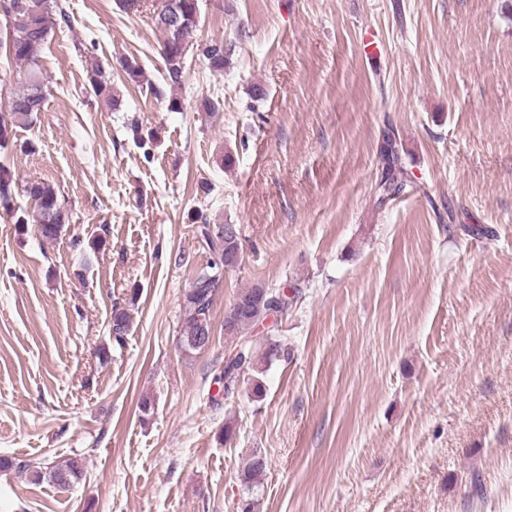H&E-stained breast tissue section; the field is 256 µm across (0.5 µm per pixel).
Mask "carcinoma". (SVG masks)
<instances>
[{
    "mask_svg": "<svg viewBox=\"0 0 512 512\" xmlns=\"http://www.w3.org/2000/svg\"><path fill=\"white\" fill-rule=\"evenodd\" d=\"M42 7L35 13L23 15L16 21L13 31L12 50L4 54L6 61L16 66L19 90L7 96L4 107L10 109L11 127L0 126V148L8 146L13 131L18 127H29L42 111L45 103L43 84L40 80V53L47 41L51 29L57 20L68 22V16L59 5H51L49 0H40ZM179 14L175 22L158 19L164 28L166 38L163 42L161 56L166 70V79L173 85H181L184 76L185 59L183 55L188 47L187 38L198 24L199 0H170ZM234 47L220 42L204 47L203 56L215 71H223L233 55ZM88 84L93 95L100 101L114 104L111 88L101 79L99 72L94 70L88 77ZM402 144L395 131L385 135L381 150V179L377 182L378 196L385 199L394 197L411 186V178L402 161ZM16 190V183L4 173L0 174V206L10 209ZM21 192L34 201L33 211H23L16 218L19 230L28 225L35 226L39 237L48 243L58 240L65 224L69 221L68 213L62 207L58 190L49 181H33L21 186ZM201 224L196 226V238L200 247L210 255V261L236 266L241 261V241L235 236L224 235V225L212 224L207 218L200 217ZM208 268H203L191 282L185 293L183 302V321L181 325V345L185 353L199 351L190 342L205 333L212 326L211 308L214 300L213 291L207 278ZM264 286L255 284L243 288L236 300L246 306L243 313L231 309L224 313V327L228 328V339L242 347L239 359H228L214 370L213 381L222 386L224 395H229V387L240 380L245 371H258L257 349L265 345L268 354L276 356L280 353L281 344L274 340L273 330L266 331V336L254 340L249 333L264 323L269 315L270 306L261 299ZM137 292H132L125 306L112 309V325L110 335L117 345H122L133 324V314ZM267 470V461L258 459L254 454L249 457L241 471L242 480L247 489L261 485ZM13 471L27 474L35 482L46 480L62 491L84 475L82 458L71 457L51 466H40L34 461L0 457V472Z\"/></svg>",
    "mask_w": 512,
    "mask_h": 512,
    "instance_id": "cac0c4a2",
    "label": "carcinoma"
}]
</instances>
